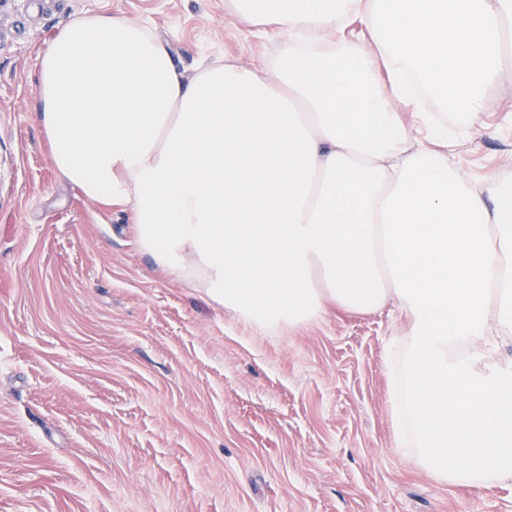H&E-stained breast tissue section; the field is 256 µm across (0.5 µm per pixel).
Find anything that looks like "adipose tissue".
I'll return each mask as SVG.
<instances>
[{
    "mask_svg": "<svg viewBox=\"0 0 512 512\" xmlns=\"http://www.w3.org/2000/svg\"><path fill=\"white\" fill-rule=\"evenodd\" d=\"M284 38L276 78L228 63L186 80L167 44L112 14L76 18L40 55L38 118L54 167L129 211L156 265L260 330L326 302L397 306L386 368L398 447L445 484L512 479V186L477 185L461 139L392 108L422 81L479 110L512 45V0H227ZM355 40L336 37L352 25Z\"/></svg>",
    "mask_w": 512,
    "mask_h": 512,
    "instance_id": "adipose-tissue-1",
    "label": "adipose tissue"
}]
</instances>
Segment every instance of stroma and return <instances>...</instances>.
Here are the masks:
<instances>
[{
    "label": "stroma",
    "mask_w": 512,
    "mask_h": 512,
    "mask_svg": "<svg viewBox=\"0 0 512 512\" xmlns=\"http://www.w3.org/2000/svg\"><path fill=\"white\" fill-rule=\"evenodd\" d=\"M94 13L148 25L189 79L284 50L224 0H0V512H512V482L443 484L398 451L394 305L258 330L61 177L39 55ZM503 65L480 100L492 135L458 149L475 182H512V53Z\"/></svg>",
    "instance_id": "obj_1"
}]
</instances>
